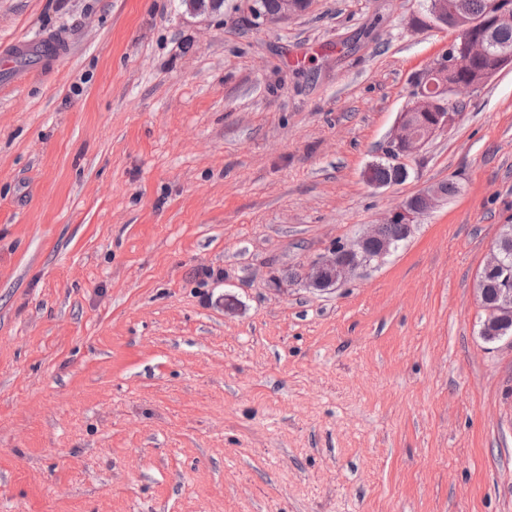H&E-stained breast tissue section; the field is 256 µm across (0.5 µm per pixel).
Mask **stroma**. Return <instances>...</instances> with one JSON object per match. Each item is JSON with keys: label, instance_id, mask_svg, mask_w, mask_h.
Masks as SVG:
<instances>
[{"label": "stroma", "instance_id": "stroma-1", "mask_svg": "<svg viewBox=\"0 0 512 512\" xmlns=\"http://www.w3.org/2000/svg\"><path fill=\"white\" fill-rule=\"evenodd\" d=\"M425 0H0V512H512V70L379 186ZM454 181L338 287L312 262ZM215 278L203 279L207 269ZM235 300L225 307V296ZM294 0H265L268 10L263 6V0H247L249 3L247 8L248 23L254 28H261L269 22L288 19L298 14V8L288 3ZM495 247L478 277L479 298L488 316L481 328V336L488 342L512 339V224H504L496 239ZM506 259L510 267L504 269L501 260ZM510 289V291H505Z\"/></svg>", "mask_w": 512, "mask_h": 512}]
</instances>
